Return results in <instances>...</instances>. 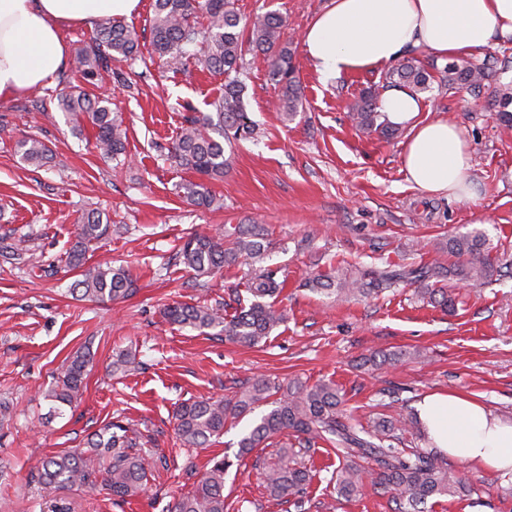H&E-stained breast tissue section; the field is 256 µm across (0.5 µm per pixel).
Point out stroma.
<instances>
[{"instance_id":"35a3bbf8","label":"stroma","mask_w":512,"mask_h":512,"mask_svg":"<svg viewBox=\"0 0 512 512\" xmlns=\"http://www.w3.org/2000/svg\"><path fill=\"white\" fill-rule=\"evenodd\" d=\"M330 0H235L242 16L272 11L286 22L285 37L303 89L294 120L275 109L280 88L263 58H248L244 103L258 125L254 139L233 148L232 166L210 189L222 208L200 209L177 193L190 171L167 158L185 107L205 112L224 86L223 75L189 66L173 75L142 63L114 64L102 89L121 113L127 154L103 159L96 130L73 121L43 89L0 102V236L23 239L21 256L0 252V399L11 416L0 427V512H51L30 478L43 458L85 442L106 422L121 419L140 434L143 453L155 457L143 495L124 503L103 486L68 491L74 512H169L191 489L210 458L235 454L251 418L226 427L218 443L200 451L174 433L176 407L232 395L258 378L331 380L344 407L363 421L391 414L389 393L410 403L451 391L512 417V132L499 114L512 89V42L493 40L472 55L492 75L479 90L433 87L421 93L426 119H449L464 129L476 195L456 200L414 187L402 168L408 139L367 134L347 117L363 93L382 94L386 69L321 80L306 56L302 33ZM43 140L54 160L44 167L14 151L24 136ZM104 212L112 236L93 258L130 267L136 295L118 301H78L70 289L78 271L66 266L83 213ZM237 224L269 232L267 264L287 281L276 300L286 320L260 348L199 334L167 322L175 302L223 305L243 290L248 266L224 268L196 282L174 254L192 231L223 235ZM486 232L498 257L492 279L481 285L448 282L455 313L423 301L400 285L377 298L337 302L304 287L312 268L370 264L382 256L399 262L406 252L447 262L446 236ZM90 348L87 387L73 407L54 413L45 398L65 358ZM406 350L392 365L359 367L374 351ZM132 350L139 371L112 370L116 354ZM316 470L303 506L267 498L263 474L245 458L224 479L227 512H391L387 497L337 500L328 479L338 465L333 448H317ZM451 476L472 482V497L445 498L432 512H512V475L449 460Z\"/></svg>"}]
</instances>
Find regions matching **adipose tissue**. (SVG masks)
I'll return each mask as SVG.
<instances>
[{
	"label": "adipose tissue",
	"instance_id": "adipose-tissue-1",
	"mask_svg": "<svg viewBox=\"0 0 512 512\" xmlns=\"http://www.w3.org/2000/svg\"><path fill=\"white\" fill-rule=\"evenodd\" d=\"M140 0H0V101L42 87L65 62L59 31L128 18ZM512 41V0H331L302 34L322 78L368 72L420 47L437 58L473 55L492 38ZM383 121L410 132L402 163L407 179L430 194L470 197L471 152L457 123L419 120L423 104L403 89L378 102ZM429 447L450 458L512 472V418L457 392L426 395L415 406Z\"/></svg>",
	"mask_w": 512,
	"mask_h": 512
}]
</instances>
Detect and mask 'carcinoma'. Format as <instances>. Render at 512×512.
Listing matches in <instances>:
<instances>
[{
	"instance_id": "obj_1",
	"label": "carcinoma",
	"mask_w": 512,
	"mask_h": 512,
	"mask_svg": "<svg viewBox=\"0 0 512 512\" xmlns=\"http://www.w3.org/2000/svg\"><path fill=\"white\" fill-rule=\"evenodd\" d=\"M208 23L202 27L198 18ZM285 21L273 12L243 20L233 0H154L151 25L153 52L163 66L174 72L194 63L225 76L224 90L212 106L216 115L190 112L184 116L181 131L168 157L195 173L198 181L179 186L181 197L194 206H220V200L208 182L224 177L229 166L225 147L249 140L257 124L243 102L246 56H263L271 79L280 86L279 109L293 120L303 107L302 87L293 55L283 40ZM139 55L137 32L119 20H103L93 38L75 55V64L84 82L98 85L111 62L135 60ZM439 84L479 88L489 78L486 64L460 66L449 63L438 70ZM393 87H408L419 92L430 90L433 75L421 61L412 58L399 64L387 75ZM57 107L78 120L86 116L97 130L96 140L102 155L115 159L126 153L127 137L122 119L112 110L108 98L88 93L81 86L66 87L56 94ZM355 126L367 133L389 134V127L379 122L374 93H366L352 108ZM20 159L32 166H43L53 159L51 149L41 140L24 138L16 142ZM112 225L103 222L102 213L87 212L78 226L76 241L68 252L70 266L81 270L72 293L90 301L117 300L133 294L135 279L130 269L108 262L87 264L90 249L107 240ZM270 242L265 229L238 224L224 229V238L200 233L189 234L176 255L195 272L196 277H210L224 267L236 264L252 266L263 262ZM491 243L480 231L448 236L442 250L448 265L372 264L357 272L338 268L330 273L312 272L306 286L312 291L333 296L338 301L355 297L378 296L401 284L416 286L422 298L445 309L455 307V298L441 282L454 277L465 283H482L494 275ZM285 280L279 270L265 266L247 282L245 294L236 295L233 313L225 308L200 304L175 303L164 309L173 324L204 333L220 329L224 338L244 346L258 347L285 321V314L275 307ZM87 355L77 353L67 358L54 376L46 398L55 410L72 406L81 396ZM253 427L238 441L235 459L216 455L193 488L181 494L172 512H226L224 476L234 465L250 456L261 444L268 445L287 433L294 440L280 443L277 461L256 458L264 471V488L275 500L301 502L307 496L315 474L305 464V457L323 441L336 447L342 463L331 473L337 497L352 501L369 492L387 493L395 504L394 512H420L419 505L431 497H463L476 489L448 476L435 449L407 447L404 435H413L421 427L413 411L402 404V411L366 424L345 419L342 399L336 384L321 380L309 384L298 378L285 383L256 379L229 397L186 402L175 412L176 434L189 448H206L211 438L224 433L228 423H235L263 406ZM138 447L136 430L122 420L111 421L94 433L84 450H63L41 462L35 477L47 494L64 488H89L103 481L112 495L126 500L145 489L150 463Z\"/></svg>"
}]
</instances>
